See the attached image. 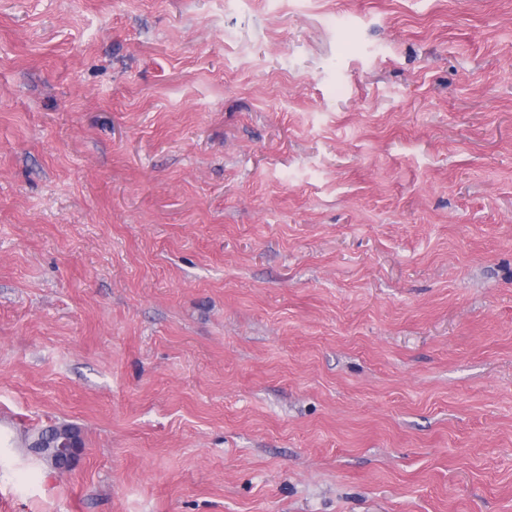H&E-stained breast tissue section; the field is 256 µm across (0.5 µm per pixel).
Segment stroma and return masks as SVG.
<instances>
[{
  "mask_svg": "<svg viewBox=\"0 0 512 512\" xmlns=\"http://www.w3.org/2000/svg\"><path fill=\"white\" fill-rule=\"evenodd\" d=\"M0 512H512V0H0ZM70 429L68 427H57V428H52V429H49V430H42V431H38V432H34V433H26L24 434V437H23V442L25 444V446L28 448V450H30L31 452H33V448L30 447V444L35 441L37 442L40 438L44 437L47 442L48 439H47V434L48 433H53L54 436H55V440L54 442H58L60 441V438L59 439H56V436H59L60 434H62L63 436H66L68 434H70ZM41 448H45L41 445H37V447H35L36 450L40 451ZM75 448H78V440L75 438V435L72 434V435H68L66 438H63L56 446H53L52 448H45V449H53V452L57 454V456L65 459V461H68L72 454L74 453V450Z\"/></svg>",
  "mask_w": 512,
  "mask_h": 512,
  "instance_id": "stroma-1",
  "label": "stroma"
}]
</instances>
